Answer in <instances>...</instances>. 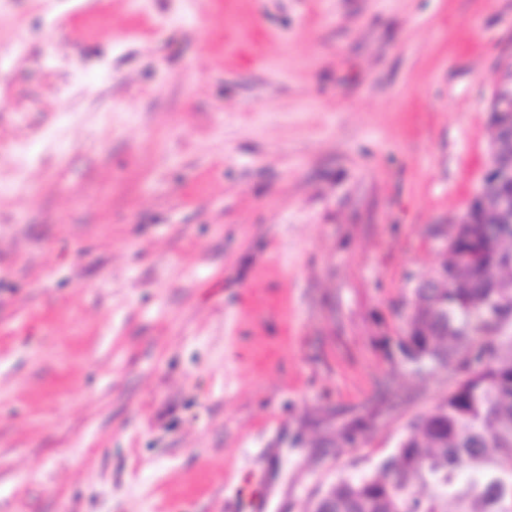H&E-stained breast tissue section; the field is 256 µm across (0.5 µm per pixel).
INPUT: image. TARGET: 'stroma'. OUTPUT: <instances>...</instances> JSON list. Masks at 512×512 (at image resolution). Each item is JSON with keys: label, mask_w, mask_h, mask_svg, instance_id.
Here are the masks:
<instances>
[{"label": "stroma", "mask_w": 512, "mask_h": 512, "mask_svg": "<svg viewBox=\"0 0 512 512\" xmlns=\"http://www.w3.org/2000/svg\"><path fill=\"white\" fill-rule=\"evenodd\" d=\"M510 46L512 0H0V512H304L390 455Z\"/></svg>", "instance_id": "1"}]
</instances>
